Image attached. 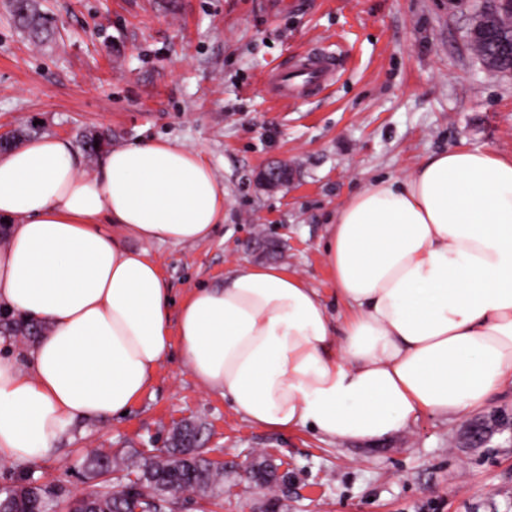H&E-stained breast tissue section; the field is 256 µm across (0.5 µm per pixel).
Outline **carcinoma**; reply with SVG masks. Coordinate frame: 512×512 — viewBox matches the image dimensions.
<instances>
[{
	"label": "carcinoma",
	"mask_w": 512,
	"mask_h": 512,
	"mask_svg": "<svg viewBox=\"0 0 512 512\" xmlns=\"http://www.w3.org/2000/svg\"><path fill=\"white\" fill-rule=\"evenodd\" d=\"M16 27L31 38L42 41L51 34V25L37 3H32L29 13L15 15ZM496 36L491 39H470L472 51L482 62L507 73L512 71V33L495 26ZM109 144V136H82L81 147L96 155ZM201 426L184 425L173 431L167 448L141 461L117 459L107 452H93L84 458L85 475L96 479L114 470H125L137 477V489L128 493L105 489L92 497H75L67 500L66 512H173L180 491H214L224 485V470L215 467L200 455L195 437ZM61 490L50 484L31 487L26 479L19 478L0 487V512H58Z\"/></svg>",
	"instance_id": "cac0c4a2"
}]
</instances>
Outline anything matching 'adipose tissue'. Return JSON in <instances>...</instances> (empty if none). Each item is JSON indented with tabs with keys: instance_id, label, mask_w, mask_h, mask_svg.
<instances>
[{
	"instance_id": "1",
	"label": "adipose tissue",
	"mask_w": 512,
	"mask_h": 512,
	"mask_svg": "<svg viewBox=\"0 0 512 512\" xmlns=\"http://www.w3.org/2000/svg\"><path fill=\"white\" fill-rule=\"evenodd\" d=\"M0 309L45 330L0 351V462L56 457L77 419L128 411L172 344L253 426L374 442L480 408L512 379V158L448 150L374 181L328 224L348 308L277 264L236 263L175 303L143 245L208 239L224 191L194 150L108 149L86 173L42 136L0 155Z\"/></svg>"
}]
</instances>
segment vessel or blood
<instances>
[{
  "mask_svg": "<svg viewBox=\"0 0 512 512\" xmlns=\"http://www.w3.org/2000/svg\"><path fill=\"white\" fill-rule=\"evenodd\" d=\"M332 56L324 51H309L287 61L272 74L267 88L278 99H300L321 93L332 81Z\"/></svg>",
  "mask_w": 512,
  "mask_h": 512,
  "instance_id": "b4317fda",
  "label": "vessel or blood"
}]
</instances>
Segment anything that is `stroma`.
Wrapping results in <instances>:
<instances>
[{"mask_svg": "<svg viewBox=\"0 0 512 512\" xmlns=\"http://www.w3.org/2000/svg\"><path fill=\"white\" fill-rule=\"evenodd\" d=\"M39 3L56 32L41 45L0 0V131L32 126L75 143L106 130L116 147L163 139L197 151L224 190L223 224L204 242L146 245L177 300L223 282L236 262H273L346 315L322 254L338 207L436 152L512 158V76L476 59L469 0ZM311 48L333 54V81L272 101L265 77ZM273 161L293 179L269 191L253 176ZM510 413L512 380L463 415L424 414L390 438L335 444L251 425L174 351L126 415L74 422L55 459L0 463V485L27 474L70 497L94 491L86 454L149 456L190 421L204 457H223L224 487L182 496L175 512H512V439L497 429L483 444L469 439L472 424ZM265 459L291 480L256 493L246 475Z\"/></svg>", "mask_w": 512, "mask_h": 512, "instance_id": "35a3bbf8", "label": "stroma"}]
</instances>
